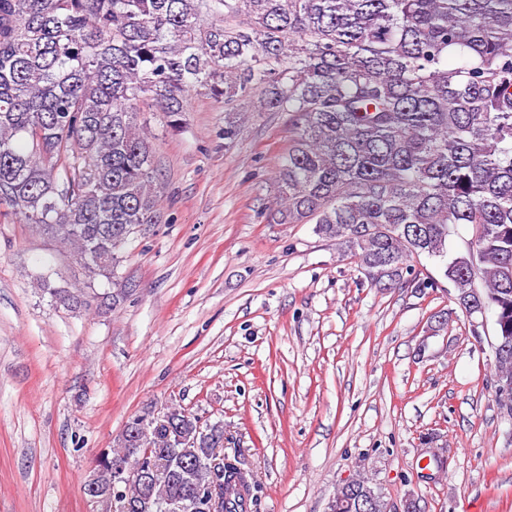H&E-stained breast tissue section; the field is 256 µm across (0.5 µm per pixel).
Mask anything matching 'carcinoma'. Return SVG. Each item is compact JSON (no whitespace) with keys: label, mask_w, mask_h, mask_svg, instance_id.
I'll list each match as a JSON object with an SVG mask.
<instances>
[{"label":"carcinoma","mask_w":512,"mask_h":512,"mask_svg":"<svg viewBox=\"0 0 512 512\" xmlns=\"http://www.w3.org/2000/svg\"><path fill=\"white\" fill-rule=\"evenodd\" d=\"M254 91L292 130L273 222L315 225L374 286L436 288L414 265L434 261L462 312L480 300L508 338L495 376L511 377L512 0H0V204L117 286L115 306L122 252L161 218L141 106L177 131L192 93ZM459 225L472 238L454 250ZM223 436L180 406L145 410L98 457V491L117 512H250L239 457L213 464ZM114 463L145 482L117 492ZM365 497L387 512L367 480L334 501Z\"/></svg>","instance_id":"1"}]
</instances>
